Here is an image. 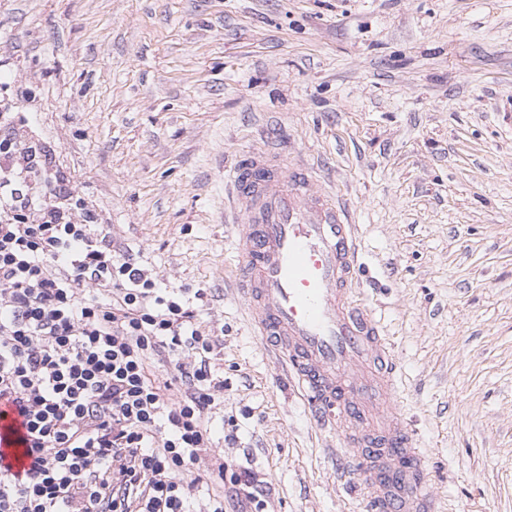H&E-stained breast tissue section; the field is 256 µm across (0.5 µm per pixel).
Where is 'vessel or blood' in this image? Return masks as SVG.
<instances>
[{
	"label": "vessel or blood",
	"instance_id": "obj_1",
	"mask_svg": "<svg viewBox=\"0 0 512 512\" xmlns=\"http://www.w3.org/2000/svg\"><path fill=\"white\" fill-rule=\"evenodd\" d=\"M246 220L236 279L262 344L288 367L314 420L335 424L367 512H440L424 457L398 413L397 364L357 287L362 262L348 209L312 168L273 152L224 175Z\"/></svg>",
	"mask_w": 512,
	"mask_h": 512
}]
</instances>
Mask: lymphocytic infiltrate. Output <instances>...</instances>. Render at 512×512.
Wrapping results in <instances>:
<instances>
[{"label": "lymphocytic infiltrate", "mask_w": 512, "mask_h": 512, "mask_svg": "<svg viewBox=\"0 0 512 512\" xmlns=\"http://www.w3.org/2000/svg\"><path fill=\"white\" fill-rule=\"evenodd\" d=\"M51 155L0 113V402L27 464L0 454V512H224L210 419L224 392L206 289L167 287L78 212ZM172 366L170 377L154 376Z\"/></svg>", "instance_id": "obj_1"}]
</instances>
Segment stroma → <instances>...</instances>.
Masks as SVG:
<instances>
[{"label":"stroma","mask_w":512,"mask_h":512,"mask_svg":"<svg viewBox=\"0 0 512 512\" xmlns=\"http://www.w3.org/2000/svg\"><path fill=\"white\" fill-rule=\"evenodd\" d=\"M1 72L115 245L207 290L213 440L265 512H365L233 290L224 167L271 146L351 210L444 512H512V0H0Z\"/></svg>","instance_id":"stroma-1"}]
</instances>
